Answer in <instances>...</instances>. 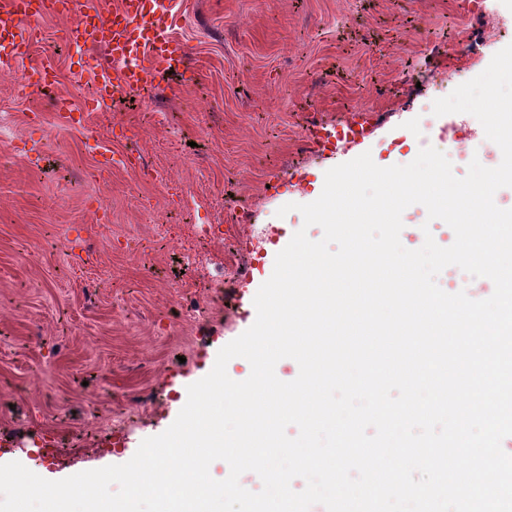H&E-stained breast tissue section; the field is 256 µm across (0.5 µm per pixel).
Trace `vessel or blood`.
Returning a JSON list of instances; mask_svg holds the SVG:
<instances>
[{"label": "vessel or blood", "instance_id": "vessel-or-blood-1", "mask_svg": "<svg viewBox=\"0 0 512 512\" xmlns=\"http://www.w3.org/2000/svg\"><path fill=\"white\" fill-rule=\"evenodd\" d=\"M59 13H73L86 22L71 30L68 40L107 50L97 99L142 87L172 69L182 72L185 83L196 80L185 66L187 49L173 34L177 14L172 0H120L109 12L90 0H7L0 8V68L28 58L39 21Z\"/></svg>", "mask_w": 512, "mask_h": 512}]
</instances>
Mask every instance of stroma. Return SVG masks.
Listing matches in <instances>:
<instances>
[{
	"label": "stroma",
	"instance_id": "35a3bbf8",
	"mask_svg": "<svg viewBox=\"0 0 512 512\" xmlns=\"http://www.w3.org/2000/svg\"><path fill=\"white\" fill-rule=\"evenodd\" d=\"M465 2L174 0V34L198 80L183 88L170 79L153 118L127 92L72 127L49 98L0 73L11 132L0 141V439L13 445L0 459L61 480L125 463L164 432L188 386L254 323V297L293 234L322 238L299 212L281 218L278 209L315 201L326 171L362 153L381 167L408 164L426 139L462 121L423 111L425 84L436 72L467 82L508 44L500 39L479 57L449 50L450 35L474 37L486 26ZM74 22L46 17L22 66L52 63L55 95L80 106L98 70L60 43ZM355 111L377 119L363 144L320 157L302 140L308 120L333 124ZM103 145L140 159L100 170ZM295 168L302 181L279 188ZM186 207L209 224L237 223L238 209L249 210L240 234L261 256L249 276L207 287L184 259ZM402 221L405 248H420L426 227L440 246L455 239L421 205ZM66 233L82 240L80 259L56 249ZM182 298L201 306V318L181 315ZM135 401L133 427L118 432L115 418ZM41 439L50 458L39 468L27 449Z\"/></svg>",
	"mask_w": 512,
	"mask_h": 512
}]
</instances>
